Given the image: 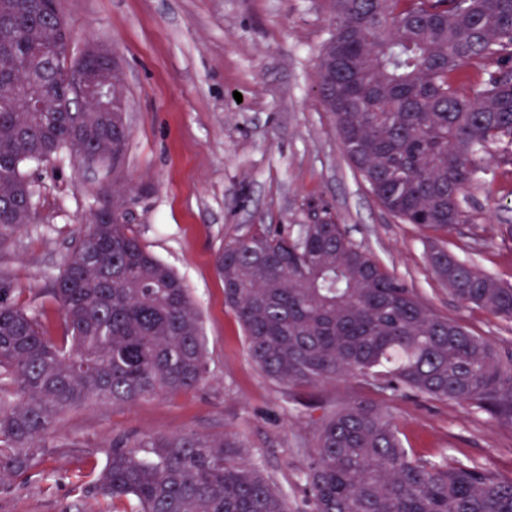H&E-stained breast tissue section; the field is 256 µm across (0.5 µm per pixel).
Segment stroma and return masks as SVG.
Masks as SVG:
<instances>
[{"mask_svg":"<svg viewBox=\"0 0 512 512\" xmlns=\"http://www.w3.org/2000/svg\"><path fill=\"white\" fill-rule=\"evenodd\" d=\"M57 8L72 54L92 40L121 59L128 150L115 172L71 157L28 167L34 218L0 244V280L37 314L44 335L59 339L62 315L49 294L86 218L121 183L131 191L127 224L199 309L208 375L191 390L69 412L51 428L42 460L0 483V512H87L94 501L86 492L115 437L184 433L236 436L241 459L262 465L289 512H310L304 475L319 426L358 401L382 406L416 456L444 454L512 477V424L356 379L271 380L224 303L215 256L225 241L261 224L328 216L435 312L512 357V322L460 306L426 261L425 232L388 213L348 161L318 92L331 0H57ZM469 205L475 220L449 235V250L512 284V238L499 232L512 224V170L490 161Z\"/></svg>","mask_w":512,"mask_h":512,"instance_id":"35a3bbf8","label":"stroma"}]
</instances>
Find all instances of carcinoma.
Returning a JSON list of instances; mask_svg holds the SVG:
<instances>
[{"mask_svg":"<svg viewBox=\"0 0 512 512\" xmlns=\"http://www.w3.org/2000/svg\"><path fill=\"white\" fill-rule=\"evenodd\" d=\"M318 89L343 149L390 214L428 232L426 259L464 307L512 321V286L448 251L472 223L484 155L512 165V0H332ZM0 241L28 224L26 167L64 153L117 170L129 130L79 100L64 78L70 35L56 0H0ZM44 96L49 112L16 105ZM126 193L94 211L51 298L63 336L0 287V482L34 466L44 435L92 400L133 402L206 378L201 316L178 275L121 220ZM224 301L250 359L270 379H363L493 412L512 424V358L438 315L328 218L297 232L255 229L216 256ZM243 444L186 433L112 443L93 485L128 512H288ZM311 512H512V478L404 448L382 408L355 403L320 425L305 473Z\"/></svg>","mask_w":512,"mask_h":512,"instance_id":"cac0c4a2","label":"carcinoma"}]
</instances>
